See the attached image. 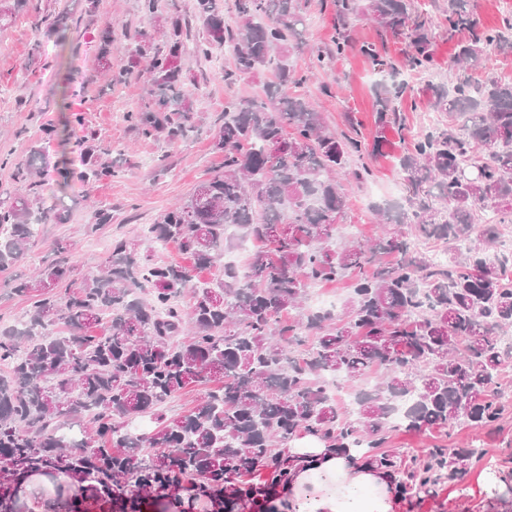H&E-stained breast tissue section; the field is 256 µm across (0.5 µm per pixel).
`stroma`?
<instances>
[{"mask_svg":"<svg viewBox=\"0 0 512 512\" xmlns=\"http://www.w3.org/2000/svg\"><path fill=\"white\" fill-rule=\"evenodd\" d=\"M307 27L304 51L292 59L298 72H306L312 52L336 49L338 23L332 0H301ZM66 15L64 46H56V35L48 27L58 15ZM178 16L189 23L188 40L196 42L206 30L196 16V0H157L154 16L141 9V0H98L88 12L86 0H0V185L11 186L14 165L27 161L40 143L46 125H68L71 113H80L82 124L69 126L65 145L52 146L42 162L44 195L52 197L60 180V168L69 172L65 199L70 219L65 224L38 227L33 252L8 270L0 271V323L22 321L28 309L25 298L11 288L18 276L31 275L57 245L68 246L75 278L96 273L107 255L106 246L116 238H138L145 225L155 223L172 204L184 200L201 182L224 167V156L214 150L213 138L224 124V104L230 98L250 99L260 95L272 75L261 69L236 76L225 83L224 74L234 67L233 57L216 50L212 61L181 63L188 87L193 91L195 132L189 139L161 133L145 138L128 121L131 112L144 110L156 100L155 88L144 68L149 56L164 46L162 31L167 17ZM354 50L335 59L315 78L302 83L298 94L318 103L328 128L341 132L347 117L361 126L366 148L362 161L371 174L364 181L347 179L349 209L345 223L358 225L361 239L376 235L373 204L402 200L405 190L395 157L400 136L424 130L434 114L428 82L448 79V60L454 45L436 35L434 65L429 73L404 67V39L382 31L359 18L349 27ZM45 53L32 60L35 43ZM376 43L381 55L401 67L408 89L398 103L405 118L404 132L387 129L380 150L372 145L375 126L376 76L373 67L356 50L357 45ZM145 48L146 56L134 54ZM97 134L111 153L120 174L89 185L83 182L81 153L87 135ZM112 215L110 223L88 231L96 209ZM447 442L455 448L477 446L485 456L458 484H442L435 496L399 495L396 512H512V491L498 482L500 472L512 470V413L502 429L488 434L467 426L455 427Z\"/></svg>","mask_w":512,"mask_h":512,"instance_id":"35a3bbf8","label":"stroma"}]
</instances>
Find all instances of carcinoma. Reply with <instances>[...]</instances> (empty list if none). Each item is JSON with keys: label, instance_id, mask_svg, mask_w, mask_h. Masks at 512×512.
<instances>
[{"label": "carcinoma", "instance_id": "cac0c4a2", "mask_svg": "<svg viewBox=\"0 0 512 512\" xmlns=\"http://www.w3.org/2000/svg\"><path fill=\"white\" fill-rule=\"evenodd\" d=\"M218 2L197 0L203 42L188 46L178 17L164 28L166 51L150 62L157 99L131 113L133 126L146 138L194 131L179 62L208 59L214 43L232 52L234 73L269 67L273 78L264 98L224 103L213 142L224 171L145 226L143 236L178 242L196 268L222 263L231 226L264 247L250 253L246 275L226 269L215 288L123 238L112 241L98 273L79 282L62 246L35 276L13 280L29 309L24 330L0 327V512H19L33 476H62L59 493L72 488L118 512H139L147 497L174 512H242L269 502L288 481L296 463L288 444L303 434L343 453L366 448L367 461L402 492L429 495L447 480L463 481L483 449L437 445L408 463L386 449L390 434L493 428L509 413L497 377L507 360L498 337L512 334V255L489 260L500 236L494 224L476 229L475 215L491 210L498 223L512 224V82L475 74L492 51L512 48V19L490 29L469 0H446L444 34L453 41L466 33L448 61L453 85H430L432 108L449 121L403 144L398 164L407 195L376 208L396 229L365 246L336 241L348 209L337 176L369 174L364 165L349 170L362 157L360 135L327 132L323 113L291 91L307 80L290 62L302 44L300 0H233L242 22L235 33ZM333 2L336 53H316L313 68L345 54L350 19L368 16L405 35L411 69L430 71L432 32L412 0ZM360 51L389 77L375 88L377 128L401 126L395 101L407 84L375 45ZM63 141L64 131L44 128L42 145L13 172L20 189L0 197V271L33 250L36 225L69 220L66 205L46 203L38 167L50 144ZM109 152L89 137L86 181L118 174ZM411 231L446 241L448 262L436 266L414 251ZM346 277L353 286L342 316L311 312L281 321L303 309L310 284ZM106 314L111 331L89 334ZM60 324L66 333L55 331ZM305 331L314 343L297 356L292 346ZM373 368L384 371L383 381L358 392L357 411L324 394V372L355 379ZM192 387L205 388L203 397L186 414L167 417V401ZM407 396L403 420L391 423V399ZM142 415L155 430L129 429ZM78 416L86 419L83 435L69 439L63 427Z\"/></svg>", "mask_w": 512, "mask_h": 512}]
</instances>
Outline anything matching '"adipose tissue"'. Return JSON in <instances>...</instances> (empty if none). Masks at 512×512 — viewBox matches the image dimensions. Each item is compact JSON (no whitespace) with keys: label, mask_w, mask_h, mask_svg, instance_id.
<instances>
[{"label":"adipose tissue","mask_w":512,"mask_h":512,"mask_svg":"<svg viewBox=\"0 0 512 512\" xmlns=\"http://www.w3.org/2000/svg\"><path fill=\"white\" fill-rule=\"evenodd\" d=\"M289 453L303 466L281 487L277 512H395L397 495L390 477L358 462L353 453L336 454L309 435L295 438Z\"/></svg>","instance_id":"1"}]
</instances>
